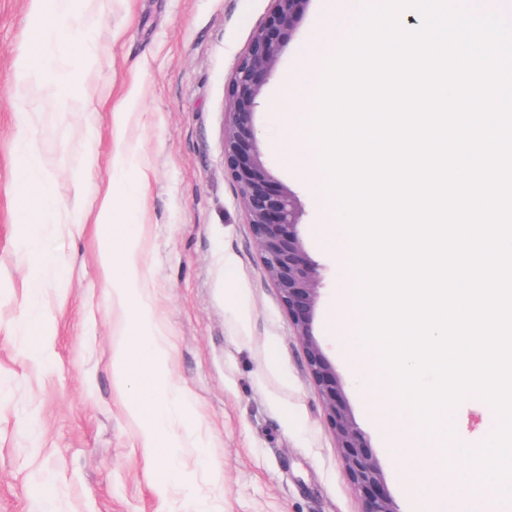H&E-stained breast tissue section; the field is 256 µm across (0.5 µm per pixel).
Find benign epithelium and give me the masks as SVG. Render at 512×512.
Segmentation results:
<instances>
[{"instance_id": "benign-epithelium-1", "label": "benign epithelium", "mask_w": 512, "mask_h": 512, "mask_svg": "<svg viewBox=\"0 0 512 512\" xmlns=\"http://www.w3.org/2000/svg\"><path fill=\"white\" fill-rule=\"evenodd\" d=\"M265 23L256 29L229 83V130L224 168L237 184L264 269L278 290L326 406L337 447L359 491L363 512H399L372 461L368 442L345 406L336 371L312 332L319 297V272L300 233L302 212L293 193L272 186L273 178L255 146L253 113L264 78L277 62L283 36L308 0H271Z\"/></svg>"}]
</instances>
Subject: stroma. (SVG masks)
Listing matches in <instances>:
<instances>
[{
	"label": "stroma",
	"mask_w": 512,
	"mask_h": 512,
	"mask_svg": "<svg viewBox=\"0 0 512 512\" xmlns=\"http://www.w3.org/2000/svg\"><path fill=\"white\" fill-rule=\"evenodd\" d=\"M326 0H308L261 88L253 116L265 165L302 210L319 267L313 332L399 512H425L398 449L375 426L330 318L336 261L319 246L322 215L281 152L287 81L324 31ZM98 57L78 78L96 112H35L30 135L54 181L57 218L22 223L29 199L15 152L22 108L8 93L31 32L28 0H0V512H363L301 342L259 258L237 185L224 170L228 84L270 0H98ZM135 94L127 150L147 180L135 230L161 340L182 483L155 490L130 392L113 371L126 312L98 267L93 220L71 224L74 186L106 182L117 146L108 103ZM93 140L95 150L85 153ZM43 282L40 299L27 281ZM52 325L48 358L32 329Z\"/></svg>",
	"instance_id": "1"
}]
</instances>
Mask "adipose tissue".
<instances>
[{
	"label": "adipose tissue",
	"mask_w": 512,
	"mask_h": 512,
	"mask_svg": "<svg viewBox=\"0 0 512 512\" xmlns=\"http://www.w3.org/2000/svg\"><path fill=\"white\" fill-rule=\"evenodd\" d=\"M32 16V37L27 49L18 58L10 92L14 98L36 106L39 90H48L58 108L65 112H95L99 105L83 93L75 81L65 79L64 65L85 66L96 59L94 32L100 15H86L82 0H29ZM81 20L82 38L69 61H61L57 51V35L61 20ZM16 150L26 180L24 188L38 202L37 210H24L27 223L52 222L56 212L54 183L46 174L37 143L26 132H18Z\"/></svg>",
	"instance_id": "ef3b65f1"
}]
</instances>
